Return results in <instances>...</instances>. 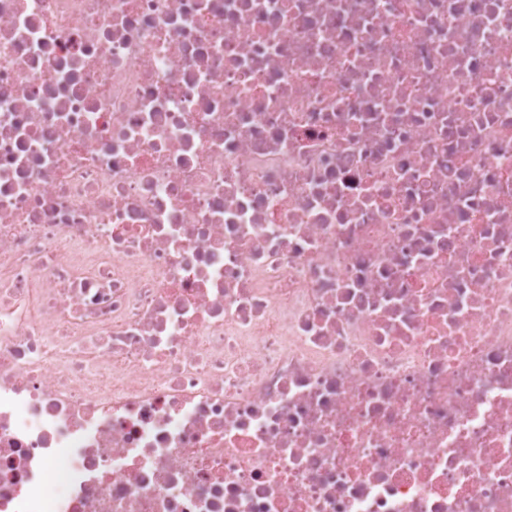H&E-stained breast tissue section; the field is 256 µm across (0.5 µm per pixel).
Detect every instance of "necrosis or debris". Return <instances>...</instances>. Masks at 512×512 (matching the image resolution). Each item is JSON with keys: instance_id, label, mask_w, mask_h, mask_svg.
Returning <instances> with one entry per match:
<instances>
[{"instance_id": "4bbe7bcc", "label": "necrosis or debris", "mask_w": 512, "mask_h": 512, "mask_svg": "<svg viewBox=\"0 0 512 512\" xmlns=\"http://www.w3.org/2000/svg\"><path fill=\"white\" fill-rule=\"evenodd\" d=\"M0 512H512V0H0Z\"/></svg>"}]
</instances>
